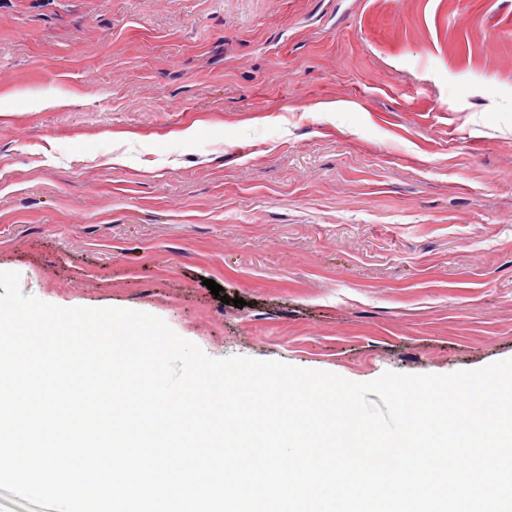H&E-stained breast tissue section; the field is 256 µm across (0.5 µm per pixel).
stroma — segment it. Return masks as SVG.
I'll return each instance as SVG.
<instances>
[{"mask_svg": "<svg viewBox=\"0 0 512 512\" xmlns=\"http://www.w3.org/2000/svg\"><path fill=\"white\" fill-rule=\"evenodd\" d=\"M0 271L216 359L512 358V0H0Z\"/></svg>", "mask_w": 512, "mask_h": 512, "instance_id": "1", "label": "stroma"}]
</instances>
